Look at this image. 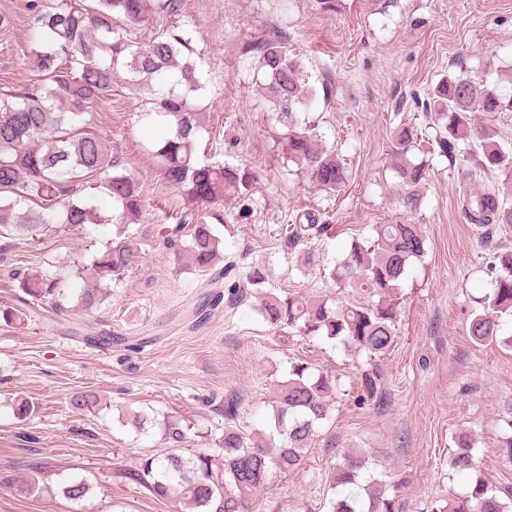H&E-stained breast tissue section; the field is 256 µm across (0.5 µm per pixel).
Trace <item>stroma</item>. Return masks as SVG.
I'll return each mask as SVG.
<instances>
[{
	"label": "stroma",
	"instance_id": "stroma-1",
	"mask_svg": "<svg viewBox=\"0 0 512 512\" xmlns=\"http://www.w3.org/2000/svg\"><path fill=\"white\" fill-rule=\"evenodd\" d=\"M27 2L0 0V14L13 20L0 31L5 93L39 79L29 61ZM182 14L207 79L208 132L200 146L211 160L258 180L247 218L222 233L225 256L242 268L266 265L281 293L359 300L357 291L318 272H300L301 257L281 239V225L323 214L334 236L316 243L315 254L330 265L371 225L401 219L389 192L394 128L404 119L425 127L422 103L448 71L461 67L478 78L487 67L512 66V0H183ZM278 33L318 89L310 115L349 174L339 193L319 190L277 150L251 50ZM140 110L138 99L116 91L93 113L107 150L146 194L140 221L127 230L134 261L107 297L88 311L78 302L112 225L49 224L39 243L12 241L0 258V306L11 303L21 269L61 273L68 286L57 321L0 323V512H177L175 502L131 479L143 458L171 451L165 421L189 426L182 454L215 447L232 398L236 426L254 436L267 430L269 403L291 364L303 360L335 375L337 399L302 468L275 474L252 512H330L346 493L331 488L330 476L347 450L364 457L363 476L403 482L400 512H432L470 491L478 477L498 492L512 491V461L500 443L512 418V350L474 345L466 331L475 298L489 287L493 253L512 249V227L490 235L462 214L464 190L487 187L489 179H462L446 159L433 158L416 215L425 254L403 282L395 346L372 361L324 339L281 338L250 301L197 318L196 307L213 290L210 278L165 246L192 207L153 159ZM373 366L383 400L357 405L361 376ZM82 391L100 397L99 411L72 409L71 397ZM20 398L33 406L24 419L15 412ZM131 412L147 416L143 431L127 425ZM460 432L473 442L472 476L448 465ZM35 470L40 492L16 494L13 483ZM68 479L89 484L84 501L62 496Z\"/></svg>",
	"mask_w": 512,
	"mask_h": 512
}]
</instances>
